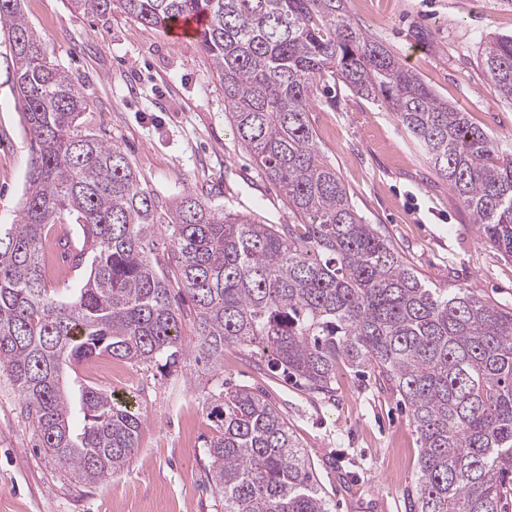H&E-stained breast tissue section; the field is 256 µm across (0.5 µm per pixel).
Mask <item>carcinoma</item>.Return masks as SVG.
I'll list each match as a JSON object with an SVG mask.
<instances>
[{
    "label": "carcinoma",
    "instance_id": "1",
    "mask_svg": "<svg viewBox=\"0 0 512 512\" xmlns=\"http://www.w3.org/2000/svg\"><path fill=\"white\" fill-rule=\"evenodd\" d=\"M21 2L0 0L31 149L23 206L0 225V371L17 386L35 447L88 483L124 472L145 423L140 395L119 398L67 372L102 355L157 367L190 358L210 371L205 448L224 512H331L279 410L224 384V351L268 352L287 380L323 395L343 361L371 369L410 410L420 443L410 512H501L512 491V312L426 285L359 215L308 112L327 76L385 103L512 260V160L494 139L358 27L347 0H68L90 18L119 8L159 28L205 16L196 40L224 110L295 223L220 211L205 190L164 201L119 147L79 129L83 89L48 60ZM481 62L512 101V35L487 37ZM69 218L82 240L57 243L82 276L54 288L44 243ZM160 229L187 311L154 250Z\"/></svg>",
    "mask_w": 512,
    "mask_h": 512
}]
</instances>
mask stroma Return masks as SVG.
Wrapping results in <instances>:
<instances>
[{
  "label": "stroma",
  "mask_w": 512,
  "mask_h": 512,
  "mask_svg": "<svg viewBox=\"0 0 512 512\" xmlns=\"http://www.w3.org/2000/svg\"><path fill=\"white\" fill-rule=\"evenodd\" d=\"M49 42L52 64L83 86V131L119 146L143 184L169 199L200 187L214 208L263 224L288 223L279 186L261 175L224 112V90L196 39H173L121 11L89 18L67 0H24ZM354 22L383 42L441 99L512 158V104L480 63L488 34H512V0H349ZM13 60L0 34V224L18 214L30 161L13 89ZM325 162L376 225L433 288H465L512 309V261L484 238L394 112L339 81L322 82L308 114ZM192 361L165 374L109 357L80 375L104 390L139 391L146 414L129 467L82 484L34 445L16 387L0 373V512H224L204 447L212 426ZM224 379L275 406L307 452L331 512H409L419 441L406 410L372 374L336 366L331 397L287 382L267 359L231 349Z\"/></svg>",
  "instance_id": "1"
}]
</instances>
